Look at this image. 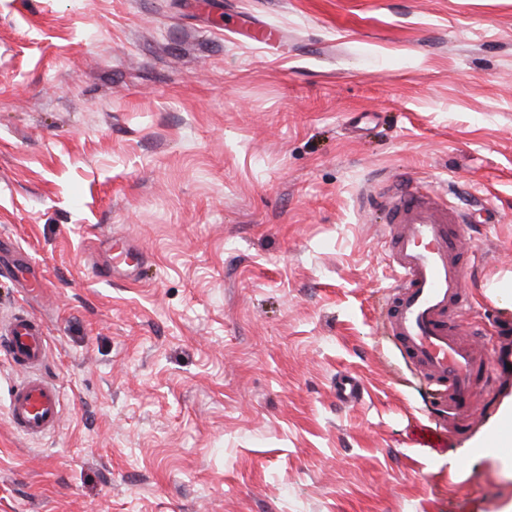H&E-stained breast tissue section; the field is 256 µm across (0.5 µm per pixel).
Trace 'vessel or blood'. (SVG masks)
Returning a JSON list of instances; mask_svg holds the SVG:
<instances>
[{
	"label": "vessel or blood",
	"instance_id": "b4317fda",
	"mask_svg": "<svg viewBox=\"0 0 512 512\" xmlns=\"http://www.w3.org/2000/svg\"><path fill=\"white\" fill-rule=\"evenodd\" d=\"M384 205L391 222L387 247L394 279L388 332L439 386L437 410L455 435L468 426L478 376L508 364L489 347L469 343L461 325L469 309L461 288L465 217L449 203L447 191L413 183L386 196ZM0 348L26 373L8 407L13 428L29 438L57 431L62 393L41 375L48 356L43 323L27 313L15 315L0 337Z\"/></svg>",
	"mask_w": 512,
	"mask_h": 512
}]
</instances>
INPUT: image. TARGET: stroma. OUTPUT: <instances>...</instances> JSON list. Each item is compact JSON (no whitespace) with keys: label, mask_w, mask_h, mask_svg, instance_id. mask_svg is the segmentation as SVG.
I'll return each mask as SVG.
<instances>
[{"label":"stroma","mask_w":512,"mask_h":512,"mask_svg":"<svg viewBox=\"0 0 512 512\" xmlns=\"http://www.w3.org/2000/svg\"><path fill=\"white\" fill-rule=\"evenodd\" d=\"M397 180L468 213L465 329L512 354V0H0V325L63 394L14 432L0 351V512H503L512 370L451 436L386 331ZM0 340L10 360L26 372V378L10 399L11 425L28 438L57 431L62 422V393L58 385L41 375L48 356V336L43 323L28 313H19L8 323ZM512 422V405L511 408L509 406H504L500 412V418L499 423L494 425L492 428L488 430V432L485 435V438L482 442V447L485 448L486 451L490 452L492 455H494L496 452L500 451V448H503L505 450H512L508 446V443L506 441V435L512 437V425H509L506 427V435L501 432V427L505 423ZM501 424V425H500ZM500 425V427H499ZM511 446H512V439H511Z\"/></svg>","instance_id":"obj_1"}]
</instances>
